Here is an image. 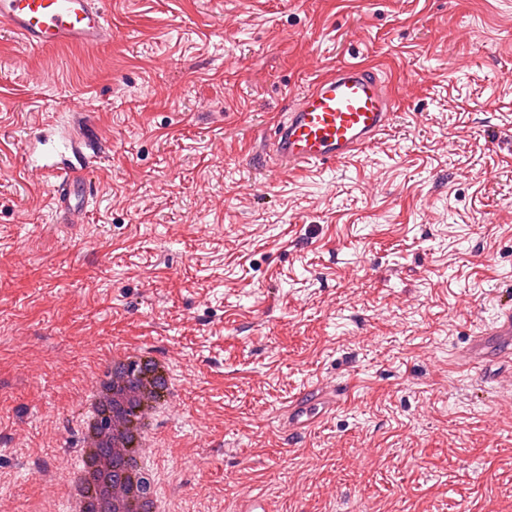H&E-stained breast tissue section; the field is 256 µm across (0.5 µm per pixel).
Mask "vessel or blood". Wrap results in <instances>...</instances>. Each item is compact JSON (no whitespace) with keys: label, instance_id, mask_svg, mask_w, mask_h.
<instances>
[{"label":"vessel or blood","instance_id":"1","mask_svg":"<svg viewBox=\"0 0 512 512\" xmlns=\"http://www.w3.org/2000/svg\"><path fill=\"white\" fill-rule=\"evenodd\" d=\"M6 21L30 49L64 44L89 47L109 34L104 0H0ZM397 100L380 74L354 62L318 78L313 86L274 124L266 144L278 166L318 167L355 156L391 123ZM66 153L39 163L53 188L57 213L81 211L91 196L82 179L85 154L81 141L65 143ZM466 365L486 368L492 360L512 363V300L500 304L494 319L474 332L462 355ZM340 393L308 390L293 399L286 412L290 432L309 429L339 407Z\"/></svg>","mask_w":512,"mask_h":512}]
</instances>
